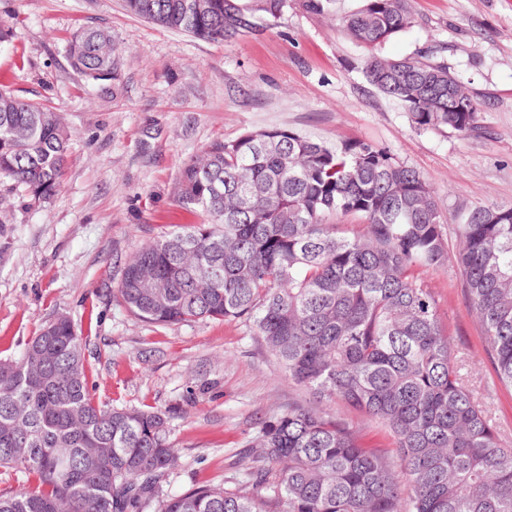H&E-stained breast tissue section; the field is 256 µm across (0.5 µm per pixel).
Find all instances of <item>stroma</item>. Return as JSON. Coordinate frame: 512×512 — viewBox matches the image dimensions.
Returning a JSON list of instances; mask_svg holds the SVG:
<instances>
[{"label":"stroma","instance_id":"1","mask_svg":"<svg viewBox=\"0 0 512 512\" xmlns=\"http://www.w3.org/2000/svg\"><path fill=\"white\" fill-rule=\"evenodd\" d=\"M416 24L379 50L442 58L480 107L483 132L416 129L407 112L361 71L368 51L337 17L301 7L260 32L208 42L127 12L123 0H0L12 37L0 45V89L61 112L70 159L50 199L31 201L0 177V359L15 358L46 323L68 317L83 338L91 394L171 415L179 460L165 494L235 478L239 452L262 420L312 403L246 323L199 320L155 327L114 291L125 264L173 225L194 223L172 196L183 162L210 141L247 131L293 130L327 144L365 141L414 168L447 217L460 203L512 206V0H410ZM86 26L112 33L122 91L100 98L66 60ZM427 280L455 344L479 354L482 330L453 268ZM469 375L492 399L512 448V390L488 360Z\"/></svg>","mask_w":512,"mask_h":512}]
</instances>
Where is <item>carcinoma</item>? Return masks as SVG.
<instances>
[{
    "mask_svg": "<svg viewBox=\"0 0 512 512\" xmlns=\"http://www.w3.org/2000/svg\"><path fill=\"white\" fill-rule=\"evenodd\" d=\"M322 15L336 0H298ZM161 27L227 42L281 16L293 0H124ZM413 27L407 0H362L340 17L374 50ZM70 67L104 98L120 92L112 34L88 28L66 49ZM371 85L418 129L481 133L479 108L447 63L370 55ZM460 107H448V88ZM61 113L0 90V176L50 198L68 162ZM175 202L201 222L143 244L116 295L155 326L213 319L252 324L293 383L295 403L262 422V452L239 456L234 487L163 493L178 455L167 411L94 400L83 345L69 319L43 326L0 360V469L33 484L0 495V512H512V448L468 384L424 275L459 270L499 385L512 389V208L456 207L448 250L433 187L387 150L331 146L292 130L216 138L190 159ZM356 216L358 224L337 220ZM365 412L395 438L364 448L346 415Z\"/></svg>",
    "mask_w": 512,
    "mask_h": 512,
    "instance_id": "cac0c4a2",
    "label": "carcinoma"
}]
</instances>
